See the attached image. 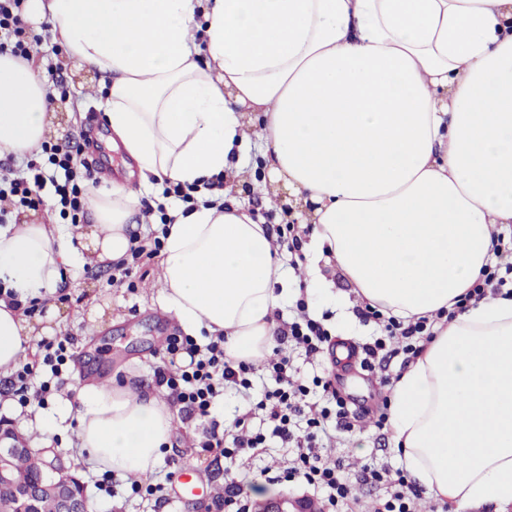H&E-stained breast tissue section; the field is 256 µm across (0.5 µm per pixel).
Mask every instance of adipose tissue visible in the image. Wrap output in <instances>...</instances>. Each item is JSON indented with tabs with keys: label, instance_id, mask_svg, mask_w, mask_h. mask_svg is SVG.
<instances>
[{
	"label": "adipose tissue",
	"instance_id": "ef3b65f1",
	"mask_svg": "<svg viewBox=\"0 0 512 512\" xmlns=\"http://www.w3.org/2000/svg\"><path fill=\"white\" fill-rule=\"evenodd\" d=\"M108 90L107 123L137 184L90 189L100 257L129 248L128 221L153 182L196 189L169 209L162 309L191 337L223 336L227 358L278 345L276 313L297 295L286 258L247 203L206 185L245 166V115H260L269 172L311 208L308 291L330 295L336 263L358 297L401 319L452 308L512 224V0H27ZM47 79L0 54V157L49 132ZM75 259L54 224L0 227V283L21 298L56 287ZM37 333L0 299V374ZM24 432L77 420L101 472L152 471L173 431L159 394L77 389ZM389 423L411 478L454 512H512V294L439 328L391 391Z\"/></svg>",
	"mask_w": 512,
	"mask_h": 512
}]
</instances>
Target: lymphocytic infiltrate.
<instances>
[{"instance_id": "obj_1", "label": "lymphocytic infiltrate", "mask_w": 512, "mask_h": 512, "mask_svg": "<svg viewBox=\"0 0 512 512\" xmlns=\"http://www.w3.org/2000/svg\"><path fill=\"white\" fill-rule=\"evenodd\" d=\"M29 31L24 18V0H0V54L32 60ZM42 151L45 155L43 165L64 172L63 182L55 186L60 215L70 217L72 223H79L88 201L82 187L86 174L77 162L78 144L70 140L46 144ZM43 165L31 166L25 178H14L7 173L0 175V218L12 207L35 210L42 205ZM494 255L495 262L483 268L480 277L451 310L442 309L432 316L405 322L383 318L379 310L368 305L358 307L356 315L361 321L378 322L383 330L382 337L362 345L361 366L372 373L381 372L382 384L391 385L392 378L385 373L391 358L399 355L404 362L413 361L432 337L435 323L453 321L470 303L499 294L502 288L512 285V239L498 240ZM330 340L328 329L310 317L306 301L300 299L296 302L294 319L282 323L279 328V348L261 364L235 363L227 359L224 339L220 336L203 349L190 337L171 336L164 348L165 361L154 371V382L166 389L169 405L176 407L184 419L205 423L204 438L199 443L204 451L232 461L247 450L262 447L271 435L288 444L294 455L292 465L277 469L268 467L262 474L273 484L303 483L318 499L321 512H336L338 505L350 504L359 487L364 485L386 489L385 498L378 502L374 512H416L421 491L408 481L403 469L367 463L352 480L346 476L342 460H331L323 455L326 442L334 440L336 435L353 432L356 415L337 393L330 378L317 377L308 383L297 376L282 348L290 344L302 348L306 357L314 358L323 353ZM71 346V340L58 341L55 349L41 356L32 355L29 361L20 364L12 381L20 404H27L33 398L43 399L50 386L39 379L42 367H49L53 376H60ZM258 369L264 372L269 385L257 407L272 424L271 434L255 431L245 415L235 418L228 427L218 423L212 410L225 386L250 389V376ZM314 385L322 390V403L308 400Z\"/></svg>"}]
</instances>
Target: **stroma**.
Here are the masks:
<instances>
[{
	"instance_id": "obj_1",
	"label": "stroma",
	"mask_w": 512,
	"mask_h": 512,
	"mask_svg": "<svg viewBox=\"0 0 512 512\" xmlns=\"http://www.w3.org/2000/svg\"><path fill=\"white\" fill-rule=\"evenodd\" d=\"M31 39L38 47V53L45 58L56 59L60 73L74 93L73 98L56 102L52 108V124L49 136L66 140L71 135L85 133L91 144L84 152L86 161L94 163L111 158L118 179H125L129 169L127 157L122 148L107 150L105 137L109 136L104 111L100 105L102 93L98 76L85 70L69 54L54 55V40L50 26L44 21L30 24ZM257 140L248 144V163L239 177L240 187L234 196L249 200L254 206L264 204L258 186L275 191L267 169L259 153ZM112 272L111 262L94 265L79 263L68 268L63 276L67 302H60L55 290H48L45 299L39 302L38 315L46 317L55 312L56 317L49 332L43 333V340L69 337L73 341L74 364L82 360L104 361L109 374L116 381H130L143 389H153L154 371L162 363L159 338L180 333L181 328L172 315L160 309L161 274L160 262H153L147 274L137 282L135 290L109 286L107 276ZM322 274L331 280L336 291L335 297L322 298L320 307L327 317L326 326L332 334L331 343L326 346L319 360L306 358L304 352L289 349L288 354L294 369L304 379L337 374V385L343 395L363 404L366 414L361 422V431L343 435L329 443L324 453L331 458L344 459L350 473H357L361 464L377 462L393 468L402 461L397 454L393 439L379 435L373 425L372 413L381 403L387 391L372 378L365 376L358 363H339L336 347L372 341L379 336L377 324L353 322L349 333H341L343 312H354L357 305L352 283L340 273L335 265H325ZM66 383L52 392L43 405L20 406L15 397L0 395V419L8 425L19 423L20 415L35 416L41 409H53L60 400L74 398L78 379L72 369L66 370ZM265 387L262 379H254L249 395H242L236 389H225L217 402L213 414L224 423L245 413H253V426H263L262 416L253 412ZM175 433L180 437L177 446L166 449L148 475L149 483L159 485L160 490L152 497L132 495L129 484L115 480L114 484L104 483L100 472L85 465H75L74 471L87 488L93 512H215L207 495L209 488L223 484L225 469L238 473L243 488L261 478L264 466L285 464L292 457L291 449L282 447L279 439L272 438L260 457L250 465L241 461L226 463L224 458L198 452L196 445L203 437L204 427L197 421H185L173 416Z\"/></svg>"
}]
</instances>
